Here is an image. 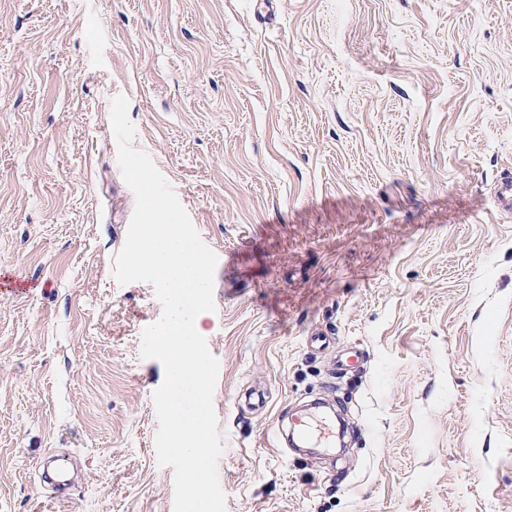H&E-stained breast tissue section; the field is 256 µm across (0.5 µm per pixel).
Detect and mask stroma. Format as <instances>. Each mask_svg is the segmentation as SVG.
<instances>
[{
    "mask_svg": "<svg viewBox=\"0 0 512 512\" xmlns=\"http://www.w3.org/2000/svg\"><path fill=\"white\" fill-rule=\"evenodd\" d=\"M119 95L218 258L226 512H512V0H0V512H174ZM297 425L301 434L315 446L330 448L336 443V424L332 420L324 418L318 422L302 417Z\"/></svg>",
    "mask_w": 512,
    "mask_h": 512,
    "instance_id": "obj_1",
    "label": "stroma"
}]
</instances>
